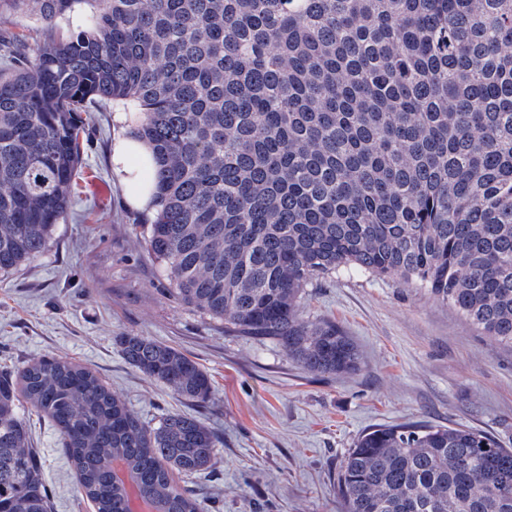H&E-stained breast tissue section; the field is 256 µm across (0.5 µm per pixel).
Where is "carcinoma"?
Here are the masks:
<instances>
[{"label":"carcinoma","mask_w":512,"mask_h":512,"mask_svg":"<svg viewBox=\"0 0 512 512\" xmlns=\"http://www.w3.org/2000/svg\"><path fill=\"white\" fill-rule=\"evenodd\" d=\"M86 4L85 26L59 21ZM35 20L0 36V274L45 252L72 207L97 104L132 100L156 211L143 235L184 305L303 369L358 368L354 341L306 311L354 270L423 288L512 347V0H0ZM125 360L176 395L208 373L148 336ZM27 404L60 433L94 512H204L182 479L215 433L144 420L98 373L43 357L0 369V512H50ZM342 512H512V448L466 426L362 434Z\"/></svg>","instance_id":"carcinoma-1"}]
</instances>
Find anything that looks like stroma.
I'll return each mask as SVG.
<instances>
[{
    "mask_svg": "<svg viewBox=\"0 0 512 512\" xmlns=\"http://www.w3.org/2000/svg\"><path fill=\"white\" fill-rule=\"evenodd\" d=\"M111 102L88 126L83 171L107 205L75 197L46 252L0 276V365L59 356L90 365L144 419L178 411L220 439L212 469L186 483L205 512H339L337 477L357 439L396 423L464 425L512 448V348L494 345L421 288L354 271L307 291L306 308L335 320L358 347L359 370L323 377L280 347L224 333L220 322L169 294L166 274L112 174L123 134ZM148 336L182 350L211 376L209 401L178 398L131 366L116 336ZM51 512H92L50 421L28 416Z\"/></svg>",
    "mask_w": 512,
    "mask_h": 512,
    "instance_id": "stroma-1",
    "label": "stroma"
}]
</instances>
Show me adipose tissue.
Instances as JSON below:
<instances>
[{"label": "adipose tissue", "instance_id": "ef3b65f1", "mask_svg": "<svg viewBox=\"0 0 512 512\" xmlns=\"http://www.w3.org/2000/svg\"><path fill=\"white\" fill-rule=\"evenodd\" d=\"M149 150L128 137L115 141L112 148V171L124 189L128 204L140 211L153 210V181L145 177L146 170L152 169Z\"/></svg>", "mask_w": 512, "mask_h": 512}]
</instances>
